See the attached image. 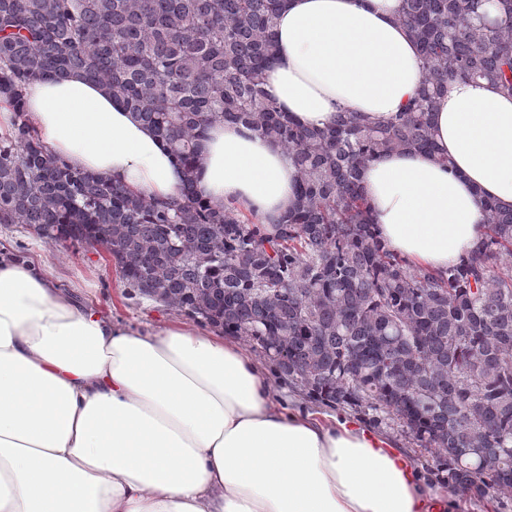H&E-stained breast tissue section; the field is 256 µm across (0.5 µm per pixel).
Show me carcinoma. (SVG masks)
Listing matches in <instances>:
<instances>
[{
    "instance_id": "1",
    "label": "carcinoma",
    "mask_w": 512,
    "mask_h": 512,
    "mask_svg": "<svg viewBox=\"0 0 512 512\" xmlns=\"http://www.w3.org/2000/svg\"><path fill=\"white\" fill-rule=\"evenodd\" d=\"M402 0L420 48L417 94L386 124L292 121L266 89L283 0H0V224L101 246L133 290L257 345L314 400L400 424L477 499L512 500V210L486 204L480 246L443 271L385 250L361 186L388 151L435 148L448 82L512 94V0ZM81 72L136 111L192 172L208 125L283 146L297 204L270 251L253 212L156 201L76 170L27 118L26 89Z\"/></svg>"
}]
</instances>
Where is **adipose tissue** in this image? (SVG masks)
<instances>
[{"mask_svg":"<svg viewBox=\"0 0 512 512\" xmlns=\"http://www.w3.org/2000/svg\"><path fill=\"white\" fill-rule=\"evenodd\" d=\"M401 0H285L268 90L292 119L385 121L422 82ZM27 117L74 168L149 198L185 182L266 227L297 202L278 143L216 123L193 178L137 112L83 73L33 82ZM438 155L371 162L362 185L384 248L444 270L485 233V200L512 210V96L453 82L431 115ZM413 463L347 415L274 399L241 343L175 321L141 333L0 257V512H427Z\"/></svg>","mask_w":512,"mask_h":512,"instance_id":"adipose-tissue-1","label":"adipose tissue"}]
</instances>
